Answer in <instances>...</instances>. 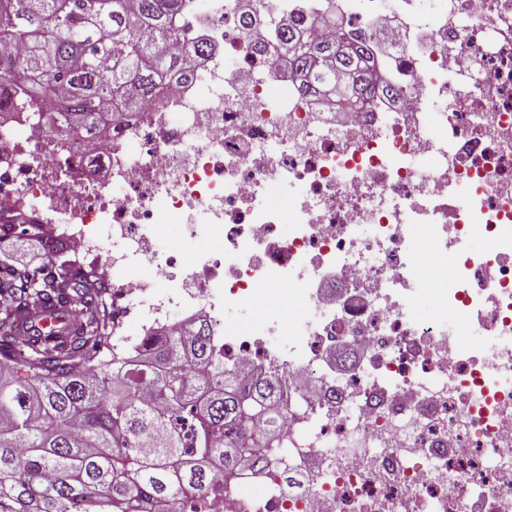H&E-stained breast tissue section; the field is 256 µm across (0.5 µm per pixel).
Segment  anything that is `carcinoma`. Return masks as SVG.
<instances>
[{"instance_id":"carcinoma-1","label":"carcinoma","mask_w":512,"mask_h":512,"mask_svg":"<svg viewBox=\"0 0 512 512\" xmlns=\"http://www.w3.org/2000/svg\"><path fill=\"white\" fill-rule=\"evenodd\" d=\"M192 0H0V107L67 93L62 111L33 113L58 138L104 122L109 97L117 118L137 110L157 84L178 74L181 57L158 44L180 34ZM334 0H255L241 32L275 35L299 91L359 109L387 91L370 53L335 28ZM44 242L48 261L28 269L0 258V512H124L143 500L175 504L185 490L224 491V468L258 469L267 458L244 447L249 420L266 410L279 384L259 378L248 390L224 371V352L206 322L108 349L109 289L82 270L69 242L48 224L18 236ZM24 375H19V372ZM146 401L137 398L143 383ZM146 439L150 448L137 447Z\"/></svg>"}]
</instances>
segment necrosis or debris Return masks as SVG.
Returning <instances> with one entry per match:
<instances>
[{
    "label": "necrosis or debris",
    "mask_w": 512,
    "mask_h": 512,
    "mask_svg": "<svg viewBox=\"0 0 512 512\" xmlns=\"http://www.w3.org/2000/svg\"><path fill=\"white\" fill-rule=\"evenodd\" d=\"M346 3V37L390 59V94L355 112L293 88L271 102L272 54L240 38L238 0H202L198 30L233 69L211 55L96 134L59 143L0 112V208L112 272L113 335L200 317L231 378H279L263 492L238 471L177 512H512V0ZM285 182L301 192L284 237ZM170 224L191 263L164 249ZM415 224L428 257L407 245ZM216 230L221 247L196 251ZM133 265L144 276H122ZM258 291L310 315L230 325ZM420 293L442 315H419ZM461 311L487 344L450 323Z\"/></svg>",
    "instance_id": "4bbe7bcc"
}]
</instances>
